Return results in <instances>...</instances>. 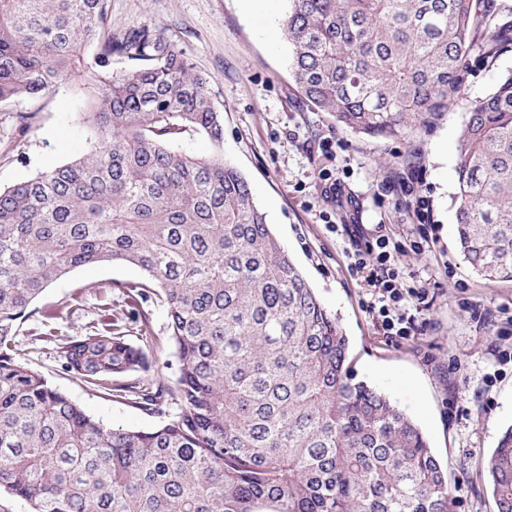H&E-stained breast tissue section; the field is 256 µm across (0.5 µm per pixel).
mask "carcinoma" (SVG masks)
<instances>
[{
    "instance_id": "obj_1",
    "label": "carcinoma",
    "mask_w": 512,
    "mask_h": 512,
    "mask_svg": "<svg viewBox=\"0 0 512 512\" xmlns=\"http://www.w3.org/2000/svg\"><path fill=\"white\" fill-rule=\"evenodd\" d=\"M283 33L303 97L345 129L395 138L461 98L478 39L508 46L479 0H291ZM108 0H0V103L36 100L82 63L93 149L0 190V491L31 512H448V471L422 428L356 379L349 339L273 235L248 182L219 157L209 80L161 32L105 33ZM96 45L91 62L85 49ZM118 55L137 63L112 74ZM453 205L457 243L488 282L512 280V74L468 104ZM140 267L129 297L163 299L175 386L110 329L61 344L86 387L163 414L110 427L22 363L29 308L76 268ZM512 512V425L486 461Z\"/></svg>"
}]
</instances>
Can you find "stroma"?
Instances as JSON below:
<instances>
[{
    "label": "stroma",
    "instance_id": "stroma-1",
    "mask_svg": "<svg viewBox=\"0 0 512 512\" xmlns=\"http://www.w3.org/2000/svg\"><path fill=\"white\" fill-rule=\"evenodd\" d=\"M289 8V0H110L108 27L116 36L142 25L163 32L209 79L224 114L223 142L189 132L173 148L220 156L246 178L273 234L349 337L356 378L409 414L447 466L449 512H497L485 462L512 424V362L499 360L512 354V281L490 283L473 272L457 245L453 199L467 105L512 73V46L493 57L469 53L464 95L434 127L374 138L342 128L299 91L282 31ZM91 83L77 71L39 100L0 103V189L88 151L93 134L79 115L90 106ZM21 112L36 115L29 131L17 125ZM411 172L413 189L402 191L398 179ZM420 196L431 203L433 225L416 253L408 244L421 232ZM353 227L403 246L399 282L425 293L416 335L380 330L351 268ZM146 280L127 263L76 269L45 290L16 337L30 369L108 426L149 430L160 419L85 388L62 368L56 348L115 324L139 340L120 286ZM140 308L151 318V376L175 385L166 305L153 295Z\"/></svg>",
    "mask_w": 512,
    "mask_h": 512
}]
</instances>
